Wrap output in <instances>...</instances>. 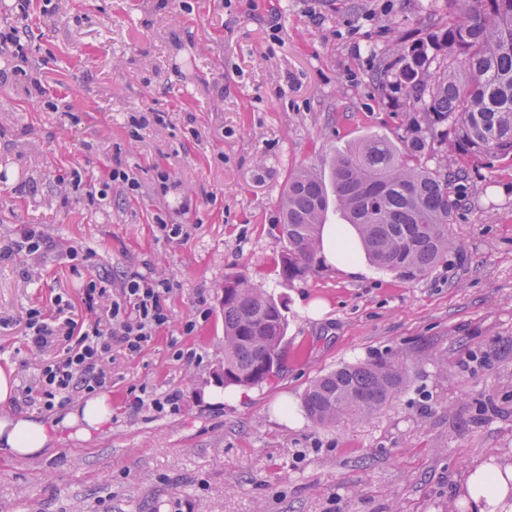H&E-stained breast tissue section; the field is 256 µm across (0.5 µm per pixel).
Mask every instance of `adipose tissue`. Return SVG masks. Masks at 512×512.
<instances>
[{"label": "adipose tissue", "instance_id": "obj_1", "mask_svg": "<svg viewBox=\"0 0 512 512\" xmlns=\"http://www.w3.org/2000/svg\"><path fill=\"white\" fill-rule=\"evenodd\" d=\"M320 255L325 266L341 274L355 276L365 270L355 230L347 224H327L322 228ZM112 418V400L101 394L86 399L63 417L44 422L30 414L0 415V455L21 458L44 452L58 437L86 439ZM512 477V464L499 470L487 463L471 468L465 480L471 512H512V501L504 489L505 477Z\"/></svg>", "mask_w": 512, "mask_h": 512}]
</instances>
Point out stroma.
Here are the masks:
<instances>
[{
	"label": "stroma",
	"instance_id": "stroma-1",
	"mask_svg": "<svg viewBox=\"0 0 512 512\" xmlns=\"http://www.w3.org/2000/svg\"><path fill=\"white\" fill-rule=\"evenodd\" d=\"M430 0H31L23 71L0 82V368L28 412L29 309L53 313L92 276L157 270L169 323L141 354L112 353V421L31 459L0 457V512H445L475 464L512 460V162L471 167L428 276L323 265L287 281L275 229L289 175L336 149L404 133L397 94L373 84L381 26L413 34ZM147 127L133 138L130 115ZM122 167L137 190L98 191ZM83 184L68 182L70 168ZM168 181H160L159 172ZM178 224L169 239L159 223ZM38 225L57 250H21ZM90 253L73 265L64 249ZM229 274L286 306L283 368L249 389L219 360ZM196 327L184 333L187 321ZM198 360H179L178 351ZM390 358L407 386L374 415L315 426L319 375ZM181 394L180 409L129 406Z\"/></svg>",
	"mask_w": 512,
	"mask_h": 512
}]
</instances>
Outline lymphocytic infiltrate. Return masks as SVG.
<instances>
[{
  "label": "lymphocytic infiltrate",
  "instance_id": "lymphocytic-infiltrate-1",
  "mask_svg": "<svg viewBox=\"0 0 512 512\" xmlns=\"http://www.w3.org/2000/svg\"><path fill=\"white\" fill-rule=\"evenodd\" d=\"M172 292L170 281L159 273H131L115 282L89 279L81 293L87 313L84 319H74L71 301L60 295L54 300V316L30 309L26 330L34 349H42L60 336L66 340L62 356L39 369L33 400L38 410L50 414L77 394L106 389L112 382L113 347H121L131 356L148 347L169 321L166 300Z\"/></svg>",
  "mask_w": 512,
  "mask_h": 512
}]
</instances>
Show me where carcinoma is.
I'll return each instance as SVG.
<instances>
[{
	"label": "carcinoma",
	"mask_w": 512,
	"mask_h": 512,
	"mask_svg": "<svg viewBox=\"0 0 512 512\" xmlns=\"http://www.w3.org/2000/svg\"><path fill=\"white\" fill-rule=\"evenodd\" d=\"M397 27L385 21L388 56L377 79L401 94L405 136L398 143L362 137L336 150L329 175L302 166L289 176L277 225L289 280L319 262L332 206L355 228L374 266L405 281L426 277L454 249L448 224L469 167L512 161V0H441V14H428L418 37L403 41ZM450 134L448 172L423 167L431 142ZM222 306L224 386H259L282 364L284 304L263 285L228 275ZM407 383V372L390 359L344 364L310 383L303 409L322 427L364 419Z\"/></svg>",
	"instance_id": "obj_1"
}]
</instances>
